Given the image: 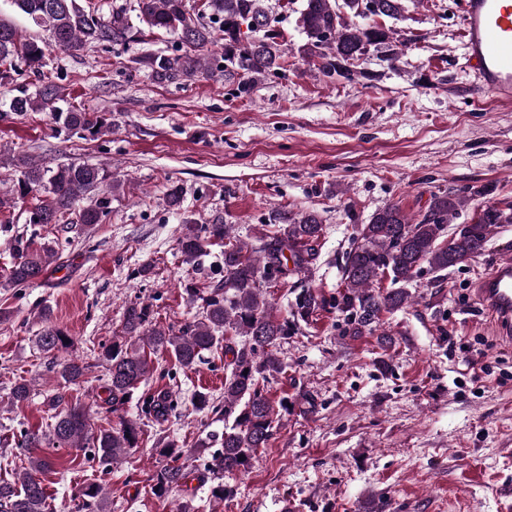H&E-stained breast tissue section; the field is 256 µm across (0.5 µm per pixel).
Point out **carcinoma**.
I'll return each mask as SVG.
<instances>
[{"mask_svg":"<svg viewBox=\"0 0 512 512\" xmlns=\"http://www.w3.org/2000/svg\"><path fill=\"white\" fill-rule=\"evenodd\" d=\"M34 25L49 32V40L25 38L9 20L0 17V82L12 78L21 61L39 73L49 50L75 56L89 47L128 45L142 39L145 31L177 36L173 53L145 52L130 59L131 69L143 72L158 83L193 81L203 76H222L236 84L239 95H248L268 75L288 69L284 36L265 0H137L140 27L125 11L104 17L94 0H11ZM402 0H303L298 27L304 43L298 48L319 75L331 81H353L366 74L355 69L370 49L386 51L385 61L395 65L402 43L394 31L378 19L402 16ZM361 18L355 22L348 14ZM57 85L41 84L33 93L12 98L0 118L51 112L53 122L83 139H94L112 131V121L104 112L74 106L61 109ZM18 177L13 196L0 200V208L28 200L30 224H66L70 216L87 227L100 224L109 215L112 203V175L96 165L71 163L51 167L41 160L19 155L13 160ZM489 190L479 188L468 195L454 191L435 193L426 211L408 216L396 203L375 210L356 227L352 244L340 267L343 290L326 299L312 288L296 294L290 316L272 313L265 288L288 284L290 271L310 274L318 259L317 246L324 234L319 214L277 211L270 218L271 229L260 233L258 245L251 247L233 232V226L216 217L209 224L184 220L178 238L183 262L196 264L213 246H222L224 279L215 284L192 285L184 290L188 300L200 303L199 312L178 331L153 324L151 305L128 304L123 313L121 334L101 347L99 366L105 370L107 411L117 412L135 390L153 375L163 379L154 357L170 354L183 369H191L205 351L224 349V432L221 447L205 463L210 475V495L215 503L231 497L234 490L224 476L246 470L253 454L265 447L273 434L279 410L263 394L259 380L282 373L284 366L278 347L301 321L330 305L345 314L348 331L355 335L374 334L385 313L399 311L410 303L407 286L424 270L443 272L482 254L488 239L503 224H512V204L501 205L487 199ZM484 201L474 206L470 222L454 234L448 224L474 198ZM58 253L45 246L33 250L16 241L14 262L8 283L26 287L56 262ZM293 263L294 269L288 268ZM390 278L392 288L381 291L374 283ZM42 328L37 344L52 356L56 374L67 384L99 380L91 366L63 353L71 340L52 321L50 307L37 313ZM26 381L16 383L10 402L19 406L31 397ZM142 413L156 420L174 409L172 392L161 389L144 398ZM50 423L43 430L21 434L18 447L24 449L27 465L14 470L13 480L0 483V512H48L47 495L37 474L51 466L42 449L79 448L109 470L139 447L145 430L138 419L118 416L109 427L93 421L91 409L77 400L64 408L50 401ZM168 460L153 475L151 490L158 498L186 486L191 471L179 463L185 450L174 441L157 449ZM76 512H106L107 496L95 483L72 490Z\"/></svg>","mask_w":512,"mask_h":512,"instance_id":"cac0c4a2","label":"carcinoma"}]
</instances>
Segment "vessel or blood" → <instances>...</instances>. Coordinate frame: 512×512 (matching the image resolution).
Instances as JSON below:
<instances>
[{"mask_svg": "<svg viewBox=\"0 0 512 512\" xmlns=\"http://www.w3.org/2000/svg\"><path fill=\"white\" fill-rule=\"evenodd\" d=\"M467 62L477 84L512 99V0H462ZM473 293L500 333L512 340V257L479 274Z\"/></svg>", "mask_w": 512, "mask_h": 512, "instance_id": "obj_1", "label": "vessel or blood"}]
</instances>
